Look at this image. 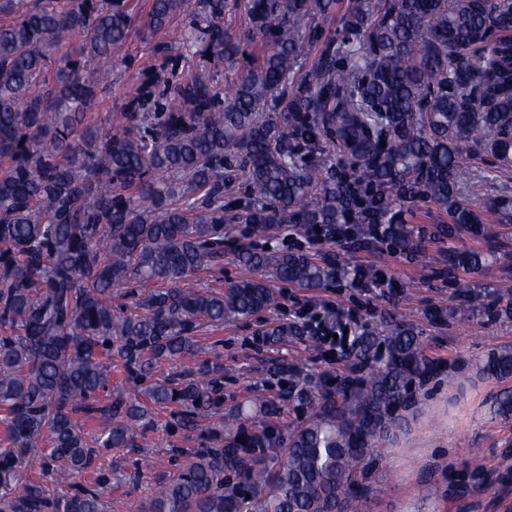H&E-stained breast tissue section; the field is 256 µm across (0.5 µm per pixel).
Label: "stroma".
<instances>
[{
	"label": "stroma",
	"mask_w": 512,
	"mask_h": 512,
	"mask_svg": "<svg viewBox=\"0 0 512 512\" xmlns=\"http://www.w3.org/2000/svg\"><path fill=\"white\" fill-rule=\"evenodd\" d=\"M202 4L192 0L188 9L176 14L170 23L171 46L161 51L148 36L151 0H128L134 27L113 53L111 66L97 75V103L88 115L91 125L112 126L122 106L142 91L149 92L150 104H160L175 86L198 73L210 76L214 90L228 93L268 42L259 37L243 42L232 60L185 51L183 38ZM467 166L464 193L469 198L480 203L512 196V173L488 174V162L480 158ZM403 210L404 230L415 245L412 253L393 255L327 239L304 248L319 259L376 268L389 287L349 288L337 282L303 290L270 279L277 307L221 326L198 323L192 352L164 362L155 376L188 374L203 363L217 367L224 376L225 410L262 396L280 405L273 421L284 428L302 418L288 400L290 367H300L313 385L321 371L348 374L352 368L339 360V344L308 334L281 343L269 339V332L288 322L305 326L307 314L326 302L335 304L351 333L366 329L383 336L391 325H408L441 368L419 387V402L406 430L381 445L363 479L366 512H512V418L502 419L492 410L504 383L478 377L475 369L488 352L512 350V322L497 315L512 302V232L495 243L464 230L447 235V213L426 197L404 204ZM452 250L484 253L482 273L449 267ZM253 275L228 247L223 270L200 269L190 282L196 289L221 292ZM467 289L481 293V304L466 305ZM173 412V407L149 404L147 418L134 427L135 447L98 449L95 466L78 474L73 484L47 482L53 512H65L78 486L103 488L104 512H143L156 481L179 472L192 451L209 447L212 431L223 426L222 417L209 416L202 418L199 429L186 430L175 425Z\"/></svg>",
	"instance_id": "stroma-1"
}]
</instances>
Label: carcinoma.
Listing matches in <instances>:
<instances>
[{"instance_id":"1","label":"carcinoma","mask_w":512,"mask_h":512,"mask_svg":"<svg viewBox=\"0 0 512 512\" xmlns=\"http://www.w3.org/2000/svg\"><path fill=\"white\" fill-rule=\"evenodd\" d=\"M186 0H153L149 36ZM252 0L249 35L269 39L259 61L221 101L204 76L176 88L166 108L135 100L122 129L86 122L94 103L91 60L112 58L134 18L124 0H36L0 24V411L13 447L0 451V485L50 434L44 474L66 482L92 465L85 424L113 422L104 448L133 446L147 409L108 388L112 363L146 378L155 365L192 350L205 320L238 321L277 305L265 272L300 288L351 287L375 269L339 266L289 252L243 246L238 258L261 275L222 292L187 279L224 264V241L239 225L265 237L275 224H319L334 236L353 224H398L399 206L426 196L489 242L512 224V197L485 211L463 198L465 161L488 158L512 170V0ZM342 39L319 45L318 25ZM224 0H205L198 52L227 58L242 36L224 32ZM249 181L245 208L224 217L228 161ZM478 254L448 264L477 268ZM140 288L134 310L117 315L112 289ZM363 330L343 353L360 376L308 385L288 377V400L306 408L297 425H247L243 410L182 470L156 483L148 512H364L359 476L376 444L396 434L416 386L437 370L412 328L394 325L376 354ZM477 372L512 377V351L488 353ZM215 368L181 383L158 380L153 403L175 405L176 425L224 410ZM98 392L108 400L96 406ZM179 396H174V393ZM102 492L73 495L66 512H102ZM45 486L30 481L0 496V512H48Z\"/></svg>"}]
</instances>
